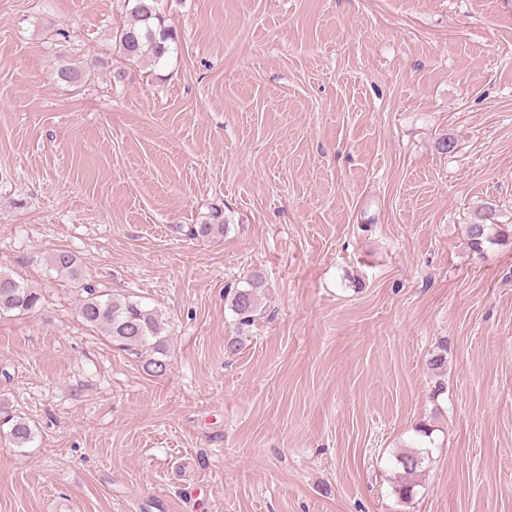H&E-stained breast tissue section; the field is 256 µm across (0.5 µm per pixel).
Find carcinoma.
<instances>
[{"label":"carcinoma","instance_id":"obj_1","mask_svg":"<svg viewBox=\"0 0 512 512\" xmlns=\"http://www.w3.org/2000/svg\"><path fill=\"white\" fill-rule=\"evenodd\" d=\"M130 20L113 35L115 47L129 63L149 62L157 66L178 50L176 32L166 23L158 0H125ZM86 72L76 64L60 66L56 71L58 81L75 85L85 78ZM178 233L189 238L213 239L224 236L228 222L219 208L213 209L200 224H180ZM512 235L511 224L494 222L493 210L487 208L477 213V221L468 225L470 246L481 251L485 245H496ZM49 265L59 275L77 282L79 315L82 320L101 330L112 346L126 352L142 363L144 371L152 376L165 374L170 366L169 343L162 335L156 311L136 300L113 294L107 288L84 277L76 258L67 250H58L49 259ZM260 283L247 281V287L235 289L232 307L239 324L254 322L259 312L256 290ZM40 302V294L28 284L0 271V315L13 311H31ZM8 436L14 446L25 447L34 438V425L30 420L12 416L4 420ZM417 439L408 449L395 456L393 490L398 500L409 503L416 491L414 478L430 461V445L434 444L433 426L422 424L415 430Z\"/></svg>","mask_w":512,"mask_h":512}]
</instances>
